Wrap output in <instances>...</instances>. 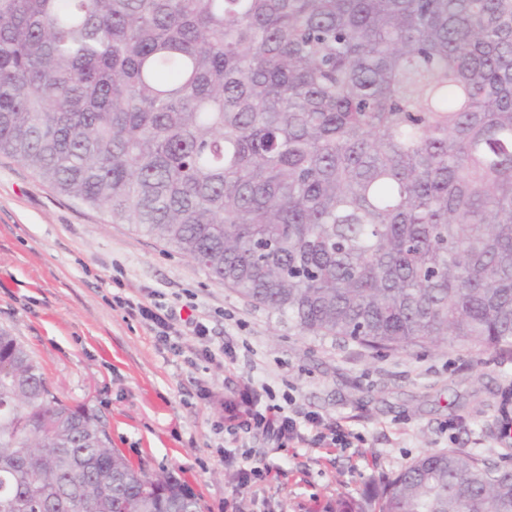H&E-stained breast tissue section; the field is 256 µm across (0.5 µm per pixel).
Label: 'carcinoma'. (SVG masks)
Returning a JSON list of instances; mask_svg holds the SVG:
<instances>
[{"mask_svg": "<svg viewBox=\"0 0 512 512\" xmlns=\"http://www.w3.org/2000/svg\"><path fill=\"white\" fill-rule=\"evenodd\" d=\"M0 155L312 336L512 355V0H0ZM338 512H512L428 452ZM0 512H200L0 329Z\"/></svg>", "mask_w": 512, "mask_h": 512, "instance_id": "1", "label": "carcinoma"}]
</instances>
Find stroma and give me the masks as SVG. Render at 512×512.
I'll return each mask as SVG.
<instances>
[{
    "label": "stroma",
    "instance_id": "stroma-1",
    "mask_svg": "<svg viewBox=\"0 0 512 512\" xmlns=\"http://www.w3.org/2000/svg\"><path fill=\"white\" fill-rule=\"evenodd\" d=\"M126 289L210 317L212 346L235 360L181 352L112 297L114 268ZM0 327L27 346L63 399L106 418L112 445L146 473H172L202 512H321L340 495L380 489L430 451L457 448L497 458L512 422V359L444 346L378 354L336 336H310L210 278L174 247L108 223L0 156ZM289 398L300 414L347 432L345 445L273 447L238 431L225 454L215 422L243 413L245 384ZM272 470L243 484L241 451Z\"/></svg>",
    "mask_w": 512,
    "mask_h": 512
}]
</instances>
